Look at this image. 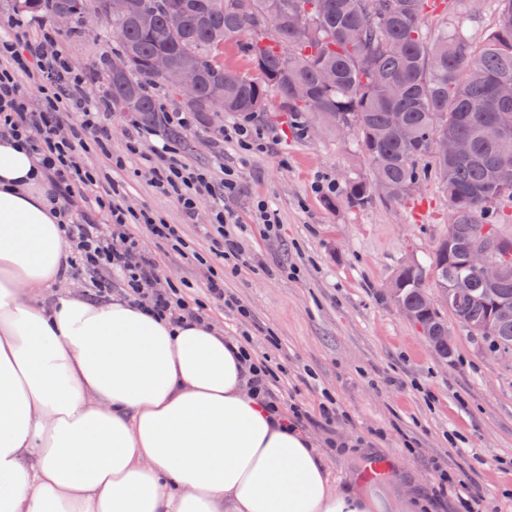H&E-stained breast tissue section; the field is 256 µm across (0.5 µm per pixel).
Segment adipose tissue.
<instances>
[{"instance_id":"adipose-tissue-1","label":"adipose tissue","mask_w":512,"mask_h":512,"mask_svg":"<svg viewBox=\"0 0 512 512\" xmlns=\"http://www.w3.org/2000/svg\"><path fill=\"white\" fill-rule=\"evenodd\" d=\"M40 162L0 137V512H384L262 409L236 341L62 282Z\"/></svg>"}]
</instances>
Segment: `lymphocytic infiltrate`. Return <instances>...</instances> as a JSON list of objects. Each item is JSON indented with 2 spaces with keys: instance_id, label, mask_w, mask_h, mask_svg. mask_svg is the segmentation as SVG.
I'll list each match as a JSON object with an SVG mask.
<instances>
[{
  "instance_id": "lymphocytic-infiltrate-1",
  "label": "lymphocytic infiltrate",
  "mask_w": 512,
  "mask_h": 512,
  "mask_svg": "<svg viewBox=\"0 0 512 512\" xmlns=\"http://www.w3.org/2000/svg\"><path fill=\"white\" fill-rule=\"evenodd\" d=\"M17 26L16 18L0 17V135L15 138L39 157L43 181L53 198L65 200L75 193L84 196L85 210L63 226L74 252L72 269L90 276L94 300L110 297L109 277L115 274L122 278L124 295L130 301L178 321L204 320L202 305L190 299L177 282L157 287V261L142 249L133 233L134 227H142L179 253L186 247L179 229L148 209L125 206L118 184L103 185L99 172L82 160V152L90 148L107 149L108 118L112 114L107 101L90 91L71 70L53 28H43L40 37L32 40L17 33ZM28 83L40 88L39 102H32L25 93ZM127 149L139 156L153 187L174 198L187 215H194L198 196H214L211 254L227 263L242 259L237 236L242 221L223 203L224 196L237 189L234 171L225 170L218 185L209 171L188 164L172 145L159 144L147 154L141 152L140 140L134 137ZM251 368L269 411L304 429L340 419L341 412L332 399L321 402L315 414L305 404L286 399L280 388L282 370L271 360L253 362ZM436 475L439 495L452 496L458 512H475L478 491L466 472L440 468Z\"/></svg>"
}]
</instances>
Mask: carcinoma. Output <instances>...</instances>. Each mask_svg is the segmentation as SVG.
Masks as SVG:
<instances>
[{
	"mask_svg": "<svg viewBox=\"0 0 512 512\" xmlns=\"http://www.w3.org/2000/svg\"><path fill=\"white\" fill-rule=\"evenodd\" d=\"M172 1L184 12L176 32L166 25ZM251 2L253 9L244 10L240 0H14V9L103 18L121 46L101 62L108 98L143 123L161 121L164 112L149 88L180 95L151 71L153 56L165 53L196 71V98L182 103L203 121L211 116L205 102L218 89L226 112L252 117L273 97L303 132L316 124L326 135H355L369 175H348L352 208L372 203L380 180L390 191L385 201L408 203L403 189L410 181L435 178L448 197V230L431 255L402 273L392 302L412 308L433 350L449 355L448 319L430 306L427 288L443 292L466 282L473 292L448 297V314L495 349L512 352V318L498 317L492 304H512V248L491 252L503 274L490 284L466 263L476 227L512 245V236L499 231L512 214L498 209L512 198V178L502 172L505 165L512 172V98L495 97L496 84H512V0H493L498 24L480 45L454 25L429 35V0ZM244 34L245 72L224 65V48ZM298 85L311 97L296 98ZM394 112L409 129L405 139L392 130ZM441 138L466 140L468 154H439L434 145ZM425 157L432 159L429 170L420 164Z\"/></svg>",
	"mask_w": 512,
	"mask_h": 512,
	"instance_id": "carcinoma-1",
	"label": "carcinoma"
}]
</instances>
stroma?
<instances>
[{
    "mask_svg": "<svg viewBox=\"0 0 512 512\" xmlns=\"http://www.w3.org/2000/svg\"><path fill=\"white\" fill-rule=\"evenodd\" d=\"M447 4L449 22L464 21L474 40H483L496 24L488 0ZM59 33L72 69L93 91L105 92L97 66L100 58L117 56L118 40L100 36L85 19ZM276 111L269 104L250 120L262 148L245 152L225 137L241 121L228 112L219 127L192 120L181 147L193 166L210 170L215 179H223L228 168L238 176L228 204L243 221L245 262L235 270L219 261L213 267L249 319L206 296V273L194 258L163 250L145 233L141 243L157 258L159 282L185 281L225 336H247L255 356L279 364L286 372L283 394L313 410L322 392L336 398L345 417L333 433L309 430L332 480L365 481L370 464L384 460L388 472L367 481L369 488L407 500L435 492L438 464L470 474L479 512H512V353L493 350L453 322V353L441 361L386 288L407 257L431 252L446 233V196L431 179L413 203L377 199L361 210L349 208L343 178L367 170L352 137L298 132ZM111 122V157L123 158V168L95 149L84 154V162L118 182L127 205L181 225L192 249L207 254L210 197H200L195 217L187 218L151 186L139 159L128 155L126 143L136 133L132 114L113 110ZM328 183L334 192H324ZM260 200L278 213L275 236H265L255 222Z\"/></svg>",
    "mask_w": 512,
    "mask_h": 512,
    "instance_id": "stroma-1",
    "label": "stroma"
}]
</instances>
